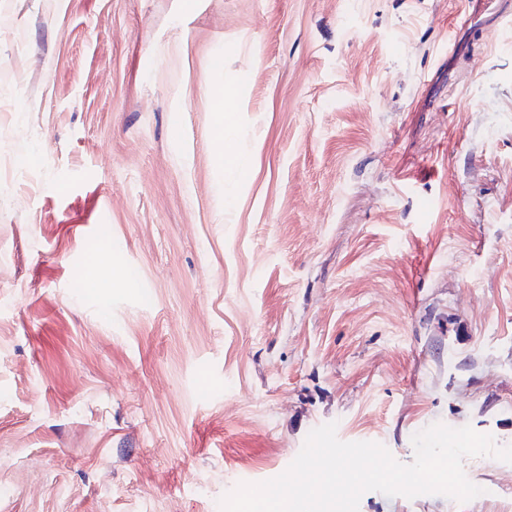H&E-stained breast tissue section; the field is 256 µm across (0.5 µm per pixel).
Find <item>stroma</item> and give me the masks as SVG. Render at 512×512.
I'll use <instances>...</instances> for the list:
<instances>
[{"instance_id":"35a3bbf8","label":"stroma","mask_w":512,"mask_h":512,"mask_svg":"<svg viewBox=\"0 0 512 512\" xmlns=\"http://www.w3.org/2000/svg\"><path fill=\"white\" fill-rule=\"evenodd\" d=\"M5 161L0 512H219L329 422L512 446V0H0ZM464 470L358 512H512ZM214 89L212 96L215 102L217 120L213 127V133L218 141L224 142V163L235 167H246L249 162L240 157L230 147L233 120L240 104L239 91L233 85H221Z\"/></svg>"}]
</instances>
